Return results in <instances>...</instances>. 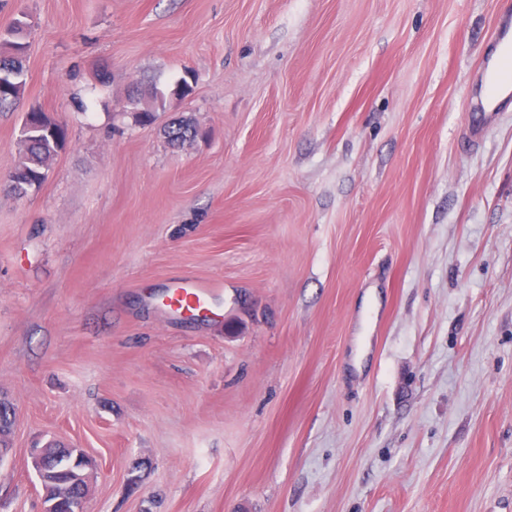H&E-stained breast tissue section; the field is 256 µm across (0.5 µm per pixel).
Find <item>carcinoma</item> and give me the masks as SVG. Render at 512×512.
Masks as SVG:
<instances>
[{
    "instance_id": "obj_1",
    "label": "carcinoma",
    "mask_w": 512,
    "mask_h": 512,
    "mask_svg": "<svg viewBox=\"0 0 512 512\" xmlns=\"http://www.w3.org/2000/svg\"><path fill=\"white\" fill-rule=\"evenodd\" d=\"M28 30L13 26L0 35V112L11 111L19 103L25 84L24 59L28 48ZM168 143L181 147L199 135L195 123L184 118L164 126ZM67 132L63 124L47 113L32 109L24 113L21 141L24 149L8 175L6 189L21 199L38 189L46 181L54 157L66 144ZM0 448L11 444L13 423L8 406L0 407ZM45 460L56 479L71 484L70 494L57 499L55 512H75L80 499L87 494V485L76 481L80 473L94 466L93 460L81 449L55 442L47 445Z\"/></svg>"
}]
</instances>
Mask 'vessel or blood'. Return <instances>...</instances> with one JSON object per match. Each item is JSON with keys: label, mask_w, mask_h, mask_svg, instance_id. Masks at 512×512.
Here are the masks:
<instances>
[{"label": "vessel or blood", "mask_w": 512, "mask_h": 512, "mask_svg": "<svg viewBox=\"0 0 512 512\" xmlns=\"http://www.w3.org/2000/svg\"><path fill=\"white\" fill-rule=\"evenodd\" d=\"M495 55L486 57L483 65L484 92L475 108V132H482L492 120V110L503 90H512V26L502 25L496 40ZM215 281L183 280L172 285L167 293V305L177 311L204 310L208 307L210 296L219 290Z\"/></svg>", "instance_id": "b4317fda"}]
</instances>
